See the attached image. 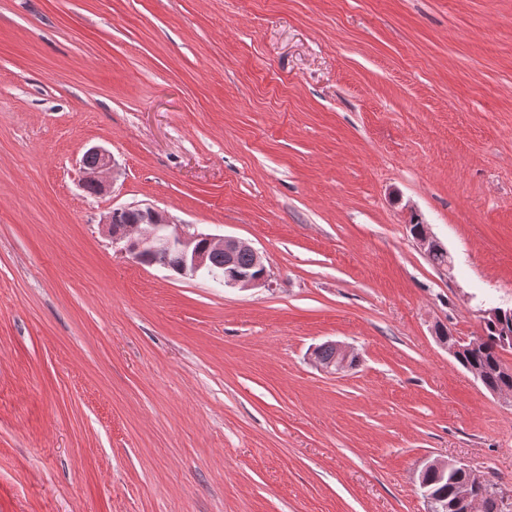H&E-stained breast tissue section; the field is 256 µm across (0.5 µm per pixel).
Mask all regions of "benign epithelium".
<instances>
[{"mask_svg": "<svg viewBox=\"0 0 512 512\" xmlns=\"http://www.w3.org/2000/svg\"><path fill=\"white\" fill-rule=\"evenodd\" d=\"M86 156L96 158V163L83 165L84 184H93L101 192L107 190L110 171L116 167L112 154L105 148L95 146L87 151ZM102 223L112 236V244L122 253H177L181 262L175 273L181 277L194 278L210 274L211 256L221 254L224 256V286L248 289L267 285L262 255L248 242L237 237L192 232L190 225L173 224L165 212L153 207L117 208L103 216ZM415 241L426 255L442 248L440 240L429 228L417 235ZM242 250L252 253L253 266L261 269L260 273L254 274L237 267L236 257ZM330 346L336 350V361L323 363L316 359L314 363L328 374L337 375L347 371L351 351L337 342L330 343ZM425 469L444 474L450 470H461L469 474L473 484L480 486L483 481L480 474L456 461L435 460L427 463Z\"/></svg>", "mask_w": 512, "mask_h": 512, "instance_id": "1", "label": "benign epithelium"}]
</instances>
